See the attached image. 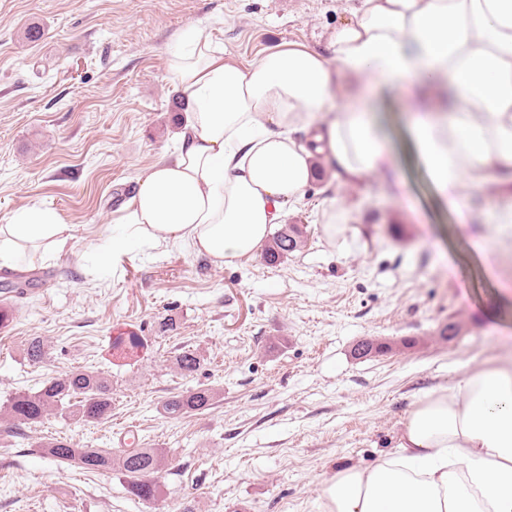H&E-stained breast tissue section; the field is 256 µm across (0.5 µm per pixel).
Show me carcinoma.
<instances>
[{
  "label": "carcinoma",
  "mask_w": 512,
  "mask_h": 512,
  "mask_svg": "<svg viewBox=\"0 0 512 512\" xmlns=\"http://www.w3.org/2000/svg\"><path fill=\"white\" fill-rule=\"evenodd\" d=\"M304 246L302 229L290 224L275 233L262 253V259L267 264H277ZM142 346L140 337L129 335L117 337L112 348L128 353ZM26 356L32 362H40L48 356V347L42 339L33 337L27 343ZM175 361L177 368L186 376L200 367V359L190 351L177 355ZM213 400L211 389L199 387L163 401L161 410L167 418H179L208 409ZM3 408L12 422V430L39 424L55 410L69 419L98 423L112 415V385L98 371H70L47 380L35 393L9 396ZM43 448L55 460L73 464L87 472H119L126 478L128 492L142 501H149L159 493L155 481L149 479L165 467V457L157 448L141 447L136 442L129 448L115 450L78 448L62 438L45 442Z\"/></svg>",
  "instance_id": "carcinoma-1"
}]
</instances>
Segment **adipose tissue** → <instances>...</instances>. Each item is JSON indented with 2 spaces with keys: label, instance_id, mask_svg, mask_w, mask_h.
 Listing matches in <instances>:
<instances>
[{
  "label": "adipose tissue",
  "instance_id": "ef3b65f1",
  "mask_svg": "<svg viewBox=\"0 0 512 512\" xmlns=\"http://www.w3.org/2000/svg\"><path fill=\"white\" fill-rule=\"evenodd\" d=\"M167 67L185 122L173 157L122 206L113 255L137 244L219 264L253 256L319 159L343 182L377 175L404 190L377 110L405 83L407 136L457 223L476 191L512 185V0H361L327 53L283 44L245 67L190 27ZM70 238L55 211L18 208L0 224V267L50 260ZM320 512H512V365L426 391L396 452L339 470Z\"/></svg>",
  "mask_w": 512,
  "mask_h": 512
}]
</instances>
